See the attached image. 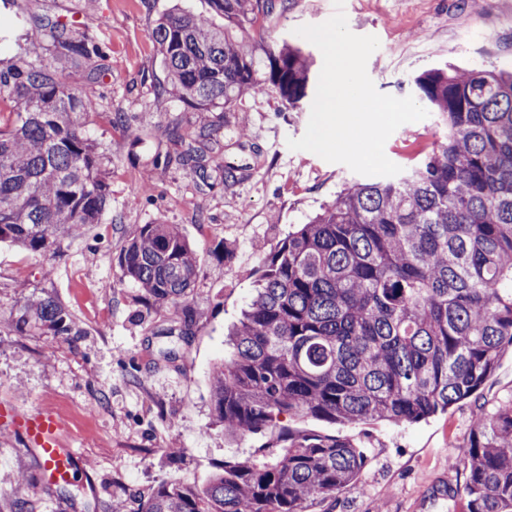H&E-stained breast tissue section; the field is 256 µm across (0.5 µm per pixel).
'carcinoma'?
Listing matches in <instances>:
<instances>
[{"mask_svg": "<svg viewBox=\"0 0 512 512\" xmlns=\"http://www.w3.org/2000/svg\"><path fill=\"white\" fill-rule=\"evenodd\" d=\"M208 14L172 12L153 35L166 70L156 97L202 111L272 90L300 112L312 61L302 48L255 44L246 25L274 0H207ZM95 0L86 21L34 25L53 55L90 60ZM219 17L224 24H217ZM446 133L404 175L353 181L309 223L260 260L258 288L216 363L212 409L224 432L269 433L245 457H226L202 486L162 483L138 512H306L361 477L365 455L336 435L291 428L283 418L331 423L418 422L474 396L512 348V71H425L414 78ZM95 81L69 86L42 61L18 57L0 70V243L53 253L101 221L111 193L102 154L86 136L98 112ZM112 126L132 140L124 112ZM175 161L207 172L188 146ZM120 280L155 305L188 303L199 266L173 224L126 230ZM78 331L56 299L13 316ZM459 459L468 512H512V395L478 409Z\"/></svg>", "mask_w": 512, "mask_h": 512, "instance_id": "1", "label": "carcinoma"}]
</instances>
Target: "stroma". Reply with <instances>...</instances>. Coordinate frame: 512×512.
<instances>
[{
  "label": "stroma",
  "mask_w": 512,
  "mask_h": 512,
  "mask_svg": "<svg viewBox=\"0 0 512 512\" xmlns=\"http://www.w3.org/2000/svg\"><path fill=\"white\" fill-rule=\"evenodd\" d=\"M85 0H0V67L16 55L44 60L71 86L96 72L99 112L88 133L104 154L111 204L87 235L66 240L49 257L0 243V407L31 415L51 411L63 420L62 441L81 459L85 474L64 491L42 485L37 451L0 423V512L24 500L29 512H112L159 484L202 485L225 456H246L263 435L237 439L213 422L209 375L224 357V336L252 297L261 250L276 247L307 223L356 174L308 151L290 150L288 139L304 135L310 113L284 111L271 92L249 95L228 109L197 112L182 101L158 98L164 79L153 30L163 15L200 13L206 0H96L94 33L102 55L91 65L50 57L28 41L35 20L79 22ZM333 0H277L250 34L273 43L296 41L295 29L328 20ZM350 30L374 35L379 48L367 62L376 89L399 98L417 96L415 76L427 70L512 68V0H344ZM480 29L472 42L465 28ZM126 112L138 140L112 128L109 112ZM179 123L185 139L201 126L222 136L206 147L208 158L234 165L236 182L200 178L165 164L178 147L168 134ZM249 134L240 137L238 129ZM436 114L400 126L386 141V156L402 170L415 167L439 133ZM151 172L142 190V172ZM208 223H198L197 206ZM176 225L196 251L199 270L191 303L203 316L188 334L168 335L181 312L148 302L134 284L119 283L118 255L132 224ZM52 297L78 321L67 336L42 326L19 333L5 323L28 300ZM512 395V348L501 355L477 398L414 424L379 420L331 424L291 419L301 431L329 433L361 448L367 464L353 486L308 512H467L460 495V456L476 408H493ZM28 483H17L19 473Z\"/></svg>",
  "instance_id": "obj_1"
}]
</instances>
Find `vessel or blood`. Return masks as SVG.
<instances>
[{"mask_svg":"<svg viewBox=\"0 0 512 512\" xmlns=\"http://www.w3.org/2000/svg\"><path fill=\"white\" fill-rule=\"evenodd\" d=\"M12 427L45 459L49 483L70 482L79 475V457L73 449L63 447V423L56 414L47 412L17 418Z\"/></svg>","mask_w":512,"mask_h":512,"instance_id":"obj_1","label":"vessel or blood"}]
</instances>
